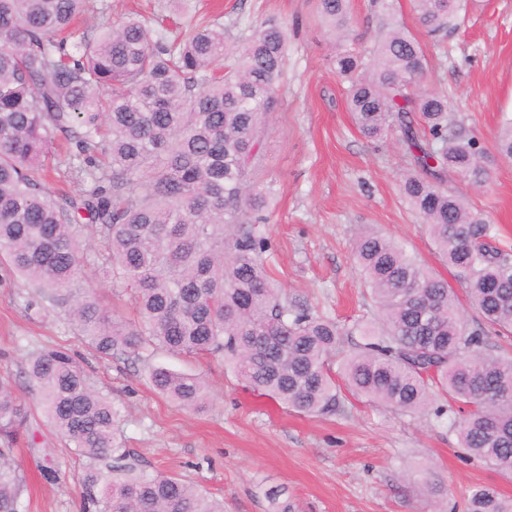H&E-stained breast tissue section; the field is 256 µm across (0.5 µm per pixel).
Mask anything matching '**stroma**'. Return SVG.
Segmentation results:
<instances>
[{"instance_id": "35a3bbf8", "label": "stroma", "mask_w": 512, "mask_h": 512, "mask_svg": "<svg viewBox=\"0 0 512 512\" xmlns=\"http://www.w3.org/2000/svg\"><path fill=\"white\" fill-rule=\"evenodd\" d=\"M81 22L95 33L102 20L161 11L164 0H94ZM199 15L225 25L270 17L292 30L281 100L263 142L262 183L278 198L262 231L267 265L289 299L350 324L375 309L353 256L354 236L370 226L402 244L434 274L450 278L423 221L405 202L404 147L392 137L369 139L347 109L346 82L330 59L334 40L317 15V0H195ZM397 18L419 39L428 60L425 83L448 96V112L479 140L488 186L465 187L469 203L512 245V162L496 139L512 116V0H466L443 37L416 22L411 0H395ZM380 5L351 0L352 48L369 56L380 36ZM85 346L60 310L42 306L0 255V374L29 396L25 357L37 348ZM204 377L211 399L186 411L157 394L151 363L87 357L91 383L121 409L119 432L144 466L173 472L222 500L224 512H270L267 490L286 489L297 512H465L472 492L495 487L512 498V477L470 457L455 434L429 414L409 415L353 399L336 415L299 414L251 391L218 356L156 355L153 363ZM27 478L25 512H82L80 478L88 459L66 449L35 414L16 445ZM51 461L56 481L40 479Z\"/></svg>"}]
</instances>
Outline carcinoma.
Masks as SVG:
<instances>
[{
    "label": "carcinoma",
    "mask_w": 512,
    "mask_h": 512,
    "mask_svg": "<svg viewBox=\"0 0 512 512\" xmlns=\"http://www.w3.org/2000/svg\"><path fill=\"white\" fill-rule=\"evenodd\" d=\"M369 59L347 46L350 0H319L337 38L331 59L368 138L394 135L411 172L402 193L423 219L481 324L464 319L448 281L392 238L364 227L354 256L377 314L349 327L288 300L263 255L260 225L273 185L258 183L263 140L278 102L288 24L266 19L235 44L224 22L194 23L193 0L165 14L101 24L77 35L90 0H0V250L24 286L63 310L101 359L224 356L239 380L310 416L347 397L410 414L448 417L461 447L512 476V354L487 346L512 337V248L458 185L489 174L470 132L448 117V96L424 84L417 37L395 22L391 0ZM429 33L453 27L452 0H413ZM81 186L54 194L44 177L58 140ZM497 152L512 160V118ZM94 266L126 296L114 313L78 275ZM39 409L67 447L93 461L83 512H224L175 473L148 471L116 438L118 405L94 388L64 346L28 354ZM160 395L200 410L209 388L165 366L149 370ZM33 407L0 375V512H22L25 480L12 445ZM286 489L270 512H293ZM467 512H512L483 486Z\"/></svg>",
    "instance_id": "obj_1"
}]
</instances>
